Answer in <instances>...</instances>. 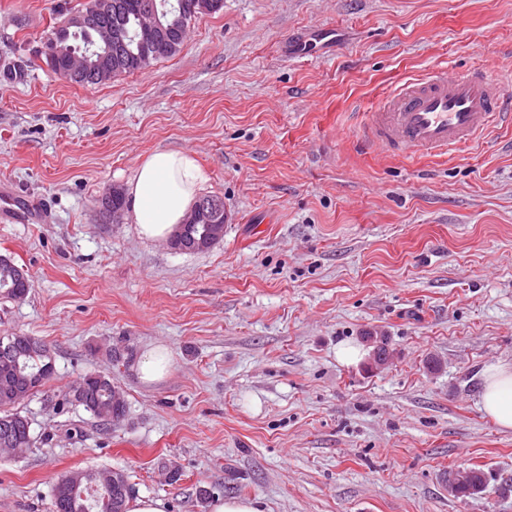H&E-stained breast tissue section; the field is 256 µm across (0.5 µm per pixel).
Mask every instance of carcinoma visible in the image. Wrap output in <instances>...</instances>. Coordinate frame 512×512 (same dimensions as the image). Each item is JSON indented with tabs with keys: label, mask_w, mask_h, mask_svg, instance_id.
I'll return each instance as SVG.
<instances>
[{
	"label": "carcinoma",
	"mask_w": 512,
	"mask_h": 512,
	"mask_svg": "<svg viewBox=\"0 0 512 512\" xmlns=\"http://www.w3.org/2000/svg\"><path fill=\"white\" fill-rule=\"evenodd\" d=\"M94 0H86L77 7L57 6L53 13L60 16L45 32L43 41L48 43L49 53L42 54L41 60L51 73L69 83L81 86L98 85L95 60L97 54L89 55L88 70L75 68L72 56L86 51L93 38V26L77 27L72 23V14L84 11ZM105 8L96 13L101 22H110L124 31V42L117 49L101 47L98 54L112 55V72L106 81L117 75L143 71L154 63L176 55L184 46L191 24L196 19L197 0H99ZM157 7L161 22L160 36L164 46L151 52L143 42L139 27L140 14L150 7ZM41 68L31 57H20L0 66V85L21 81L25 75ZM224 224V214H209L198 223L189 225L187 239L195 243L194 251L211 248L223 239L216 230ZM26 291L24 284L17 282L9 269L0 266V296L12 299ZM11 342L8 352L0 354V447L29 448L32 445L30 424L26 417L14 410L15 405L39 391L54 374V362L38 347L40 340L24 334H8ZM82 389L87 402L84 410L99 420L103 426L119 423V420H105L102 414L112 410V390L98 385L95 374H86L65 393L72 400L74 393ZM487 488V476L481 469L469 471L466 479L450 490L457 497L481 494ZM54 512H125L127 496L119 488L82 487L79 491L59 482L52 488Z\"/></svg>",
	"instance_id": "carcinoma-1"
}]
</instances>
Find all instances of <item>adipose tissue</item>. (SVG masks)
I'll use <instances>...</instances> for the list:
<instances>
[{
  "label": "adipose tissue",
  "mask_w": 512,
  "mask_h": 512,
  "mask_svg": "<svg viewBox=\"0 0 512 512\" xmlns=\"http://www.w3.org/2000/svg\"><path fill=\"white\" fill-rule=\"evenodd\" d=\"M205 173L195 158L180 150H159L136 170L127 197L133 224L148 240L171 236L196 202ZM483 411L504 430H512V367L485 370Z\"/></svg>",
  "instance_id": "1"
}]
</instances>
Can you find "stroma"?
Wrapping results in <instances>:
<instances>
[{
    "instance_id": "stroma-1",
    "label": "stroma",
    "mask_w": 512,
    "mask_h": 512,
    "mask_svg": "<svg viewBox=\"0 0 512 512\" xmlns=\"http://www.w3.org/2000/svg\"><path fill=\"white\" fill-rule=\"evenodd\" d=\"M61 0H0V57L34 49ZM512 78V0H224L181 51L104 85L36 70L0 86V184L33 222H0L24 300L0 336L53 352L18 405L33 444L0 456V512H53L76 469L123 471L165 512L215 497L263 512H512V431L479 401L512 365V127L447 157L364 143L360 123L429 70ZM158 149L191 153L233 219L182 253L97 201ZM387 336V365L336 358ZM166 346L147 384L141 353ZM112 376L127 403L100 425L61 397ZM476 467L486 493L457 498ZM171 365V354L167 347L152 346L141 354L137 364V372L140 380L155 382L160 380ZM461 479L459 473L448 475V485L455 486L457 480ZM487 476L481 469L470 470L466 479L449 491L450 494L457 497L473 496L481 494L487 488Z\"/></svg>"
}]
</instances>
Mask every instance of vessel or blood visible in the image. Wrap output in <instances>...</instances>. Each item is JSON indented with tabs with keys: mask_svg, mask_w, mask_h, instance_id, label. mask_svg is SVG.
I'll use <instances>...</instances> for the list:
<instances>
[{
	"mask_svg": "<svg viewBox=\"0 0 512 512\" xmlns=\"http://www.w3.org/2000/svg\"><path fill=\"white\" fill-rule=\"evenodd\" d=\"M511 125L512 98L502 80L442 68L405 82L362 122L368 144L407 157L451 155Z\"/></svg>",
	"mask_w": 512,
	"mask_h": 512,
	"instance_id": "1",
	"label": "vessel or blood"
}]
</instances>
